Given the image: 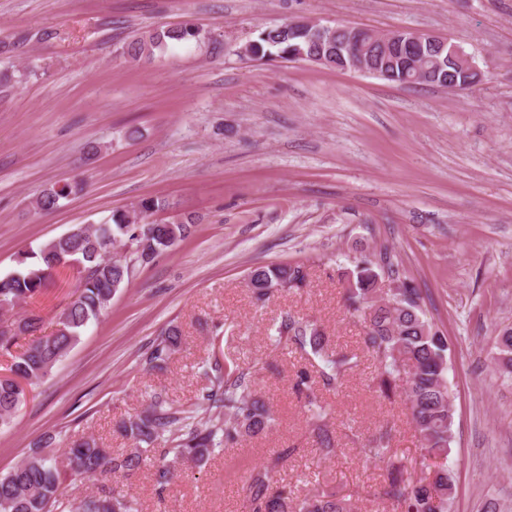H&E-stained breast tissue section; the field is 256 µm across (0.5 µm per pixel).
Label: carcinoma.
<instances>
[{"instance_id":"carcinoma-1","label":"carcinoma","mask_w":512,"mask_h":512,"mask_svg":"<svg viewBox=\"0 0 512 512\" xmlns=\"http://www.w3.org/2000/svg\"><path fill=\"white\" fill-rule=\"evenodd\" d=\"M394 43L389 53L379 46L368 49L370 60L386 65L389 82L402 84L409 71V58L423 59L426 72L422 85L443 87L452 80L459 92H466L472 75L450 63L453 42L443 48L408 44L399 30L389 31ZM350 32L341 24L321 29L302 25L266 28L247 42L254 57H276L292 61L323 59L321 66L345 70L352 66L343 44ZM208 40L201 29L183 26L156 31L122 46V55L149 60L170 45ZM81 183L49 188L38 196L34 209L50 212L71 194L83 191ZM164 199L141 200L136 210L142 223L130 221L125 211L112 213L101 224H80L35 249L21 261L23 268L0 277V311L11 312L29 298L41 295L53 279L54 265L76 262L82 266L78 295L56 316L61 330L34 337L28 347L12 356L8 374L0 376V427L13 422L26 399L25 386L47 378L52 369L79 342L87 325L99 319L120 288L129 283L137 267L152 264L163 252L187 239L195 218L149 221L166 210ZM387 253L365 255L347 276L344 306L347 314L363 325V351L377 365L375 391L391 399L403 392L410 404L411 424L420 443V454L407 460L390 448V431L379 432L361 452L385 463V475L378 499L388 501L396 512H452L454 479L448 466V451L454 441L453 394L448 384V340L429 322L421 305L419 290L404 281L402 287L383 295V276H393ZM306 286V272L300 264L257 266L248 274L253 305L264 308L276 293ZM41 319L24 317L0 322V353H11L22 335L40 329ZM270 339L277 347L290 348L311 360L315 374L302 372L295 387L317 430V444L325 454L337 452L328 419L332 410L320 391H337L361 363L359 353L342 351L333 345L318 321L288 313L273 324ZM183 341L178 325L169 326L145 357L146 368L162 371ZM500 373L512 377V327L503 328L495 342ZM207 385L200 402L178 406L167 394L155 392L147 408L118 425L120 434L131 440L114 454L92 436L70 443L62 456L52 448L57 435L45 434L11 471L0 475V512H55L64 505L63 484L69 477L97 479L119 476L130 479L146 462H153L156 493L163 495L175 477L176 467L207 463L216 449L233 445L246 437L267 433L274 426L268 406L254 395V371L228 362L214 354L199 366ZM291 452H282L254 466L245 481L247 512H357L349 496L325 494L311 485L297 495L284 483L281 471ZM75 512H139L137 502L124 485L102 486L87 496Z\"/></svg>"}]
</instances>
